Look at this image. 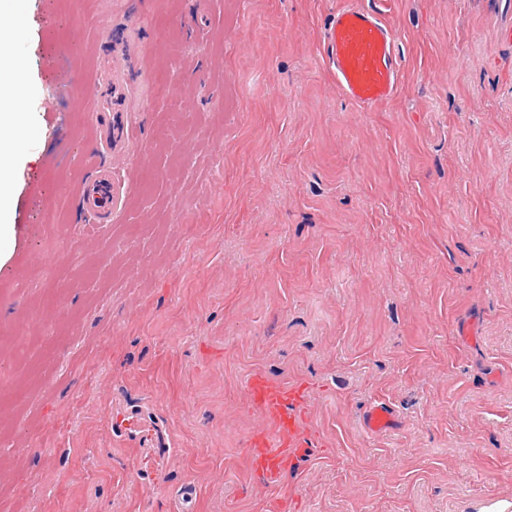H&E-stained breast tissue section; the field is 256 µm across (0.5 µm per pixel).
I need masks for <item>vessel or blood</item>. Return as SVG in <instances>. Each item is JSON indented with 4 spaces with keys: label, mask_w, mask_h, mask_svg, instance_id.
Returning a JSON list of instances; mask_svg holds the SVG:
<instances>
[{
    "label": "vessel or blood",
    "mask_w": 512,
    "mask_h": 512,
    "mask_svg": "<svg viewBox=\"0 0 512 512\" xmlns=\"http://www.w3.org/2000/svg\"><path fill=\"white\" fill-rule=\"evenodd\" d=\"M387 3L388 0H374L373 6L366 8L356 0H345L325 32L323 57L336 84L345 98L364 110L394 98L402 84L396 34L385 17ZM142 58V49L128 40L117 43L112 51L109 64L115 80L105 92L108 115L100 133V153H121L135 137L128 105L131 90L125 73ZM90 165L91 174L80 189V204L94 223L107 224L119 209L114 188L116 171L95 159ZM246 399L249 407L260 412L266 421L265 428L254 433L247 444L253 473L261 482L278 485L283 475L312 449L304 391L256 372L246 383ZM393 421L390 408L384 404L374 405L365 418L367 427L374 432L390 428ZM112 432L144 449V458L152 470H160L162 461L153 451L164 447L165 438L155 433L142 406L115 407Z\"/></svg>",
    "instance_id": "1"
}]
</instances>
